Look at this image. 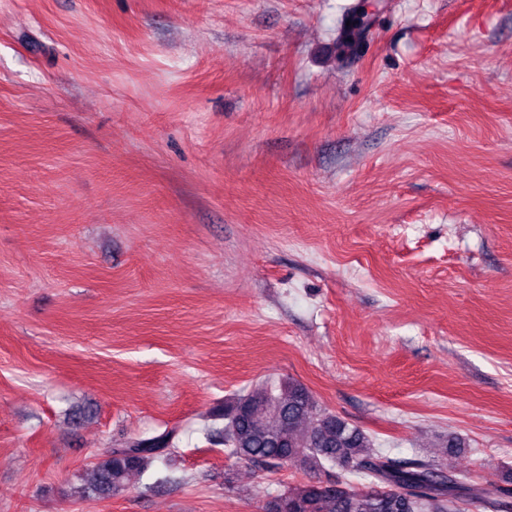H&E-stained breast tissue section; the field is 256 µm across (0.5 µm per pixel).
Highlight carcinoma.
Wrapping results in <instances>:
<instances>
[{
  "mask_svg": "<svg viewBox=\"0 0 512 512\" xmlns=\"http://www.w3.org/2000/svg\"><path fill=\"white\" fill-rule=\"evenodd\" d=\"M377 5L356 0L336 31V58L355 56L374 25ZM209 435L229 457L279 468L300 465L337 470L325 486L306 483L288 488L268 512H466L479 503L489 512H512V502L490 497L469 476L443 463L391 457L373 439L332 412L317 407L302 384L288 378L265 381L237 395L213 414ZM172 431L131 438L106 450L94 465V479L78 491L81 498L114 495L129 476L144 472L172 453ZM367 483L357 488L352 478Z\"/></svg>",
  "mask_w": 512,
  "mask_h": 512,
  "instance_id": "1",
  "label": "carcinoma"
}]
</instances>
